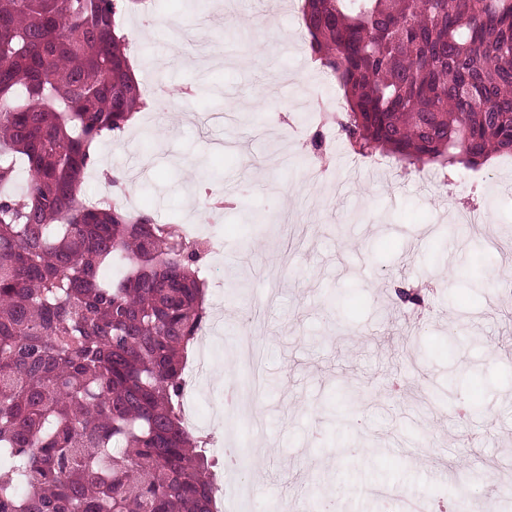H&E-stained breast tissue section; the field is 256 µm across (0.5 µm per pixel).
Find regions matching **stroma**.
Wrapping results in <instances>:
<instances>
[{"label": "stroma", "instance_id": "stroma-1", "mask_svg": "<svg viewBox=\"0 0 512 512\" xmlns=\"http://www.w3.org/2000/svg\"><path fill=\"white\" fill-rule=\"evenodd\" d=\"M301 5L208 0L190 12L154 0L161 26L179 25L174 40L144 31L143 13L126 14L137 79L169 109L142 111L100 142L84 193L111 196L98 170L112 168L155 223L207 224L224 242L205 263L208 302L223 320L191 397L196 427L213 434L215 458L238 447V431L212 412L249 377L265 428L241 467L221 470L223 482L254 484L274 512H320L328 494L343 512H405L410 499H437L455 468L470 497L512 512L500 491L512 484V296L485 274L512 272V165L495 155L475 170H406L327 138L311 118L327 96ZM317 135L328 177L310 184L302 172ZM214 190L261 221L204 209ZM461 208L477 223L451 225ZM401 287L421 289L422 304L403 303ZM345 388L354 402L341 401ZM448 391L473 414L435 403ZM361 443L372 454L351 456Z\"/></svg>", "mask_w": 512, "mask_h": 512}]
</instances>
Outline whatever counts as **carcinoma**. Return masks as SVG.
<instances>
[{"label":"carcinoma","instance_id":"cac0c4a2","mask_svg":"<svg viewBox=\"0 0 512 512\" xmlns=\"http://www.w3.org/2000/svg\"><path fill=\"white\" fill-rule=\"evenodd\" d=\"M140 3L0 0V512H215L182 411L204 252L82 204L94 145L145 106L115 36ZM302 20L356 154L512 156V0H304Z\"/></svg>","mask_w":512,"mask_h":512}]
</instances>
